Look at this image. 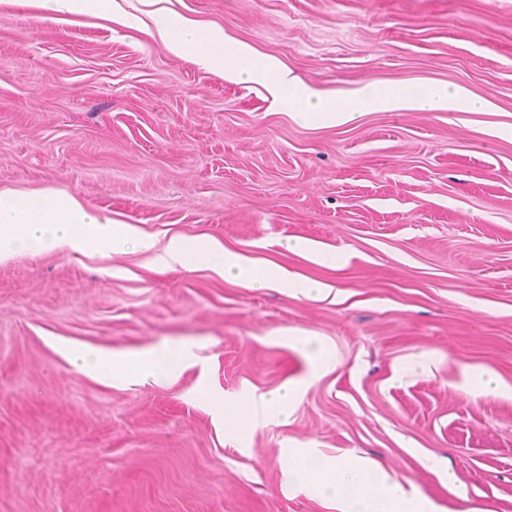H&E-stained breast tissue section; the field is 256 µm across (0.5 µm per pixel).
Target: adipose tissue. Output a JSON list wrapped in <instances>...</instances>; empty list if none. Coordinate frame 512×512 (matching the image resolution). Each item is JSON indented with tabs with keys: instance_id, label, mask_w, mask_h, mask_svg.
<instances>
[{
	"instance_id": "adipose-tissue-1",
	"label": "adipose tissue",
	"mask_w": 512,
	"mask_h": 512,
	"mask_svg": "<svg viewBox=\"0 0 512 512\" xmlns=\"http://www.w3.org/2000/svg\"><path fill=\"white\" fill-rule=\"evenodd\" d=\"M26 2L44 11L52 21L62 15H97L106 19L112 16V0ZM158 29L166 37L167 49L174 54L192 50L205 68L224 71L241 82L270 84L280 101L302 123L337 126L361 110L393 111L407 105L448 112L475 111L481 107L479 100L468 97L462 90L438 85L382 88L369 84L353 97L339 101L325 99L290 78L276 60L260 61L248 48L228 44L222 29L209 28L199 34L184 18L175 15L163 16ZM134 241L129 225L88 211L74 195L21 196L0 191V257L15 250L41 253L62 247L77 252L102 248L121 252ZM204 261L223 271L226 278L252 288H285L313 300L327 298L333 290L332 284L301 280L285 269L254 264L208 240L189 242L174 237L168 240L161 254V266L165 269L176 266L190 269ZM189 356L186 348L161 344L112 356L81 352L76 359L94 368L98 375L123 383L167 379L181 370ZM199 396L216 407L224 418L232 419V433L241 438L264 421L268 413L287 419L301 390L289 384L275 393L259 398L247 396L235 402L206 388L200 389ZM284 457L292 478L304 484L311 497L325 502L333 512H432L416 497L413 488L404 486L370 458L332 457L314 448H288Z\"/></svg>"
}]
</instances>
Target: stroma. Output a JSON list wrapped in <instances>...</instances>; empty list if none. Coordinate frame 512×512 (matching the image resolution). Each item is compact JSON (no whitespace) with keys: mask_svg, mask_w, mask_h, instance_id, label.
Masks as SVG:
<instances>
[{"mask_svg":"<svg viewBox=\"0 0 512 512\" xmlns=\"http://www.w3.org/2000/svg\"><path fill=\"white\" fill-rule=\"evenodd\" d=\"M59 24L0 0V191L68 192L142 250L0 261V512H332L280 451L365 455L440 512H512V0H113ZM223 29L322 97L465 88L471 112L303 125L266 84L169 53L154 16ZM341 286L336 301L162 271L170 237ZM342 252L336 268L288 239ZM316 342L328 367L316 370ZM173 344L166 380H100L69 349ZM293 383L286 421L230 440L196 397Z\"/></svg>","mask_w":512,"mask_h":512,"instance_id":"35a3bbf8","label":"stroma"}]
</instances>
